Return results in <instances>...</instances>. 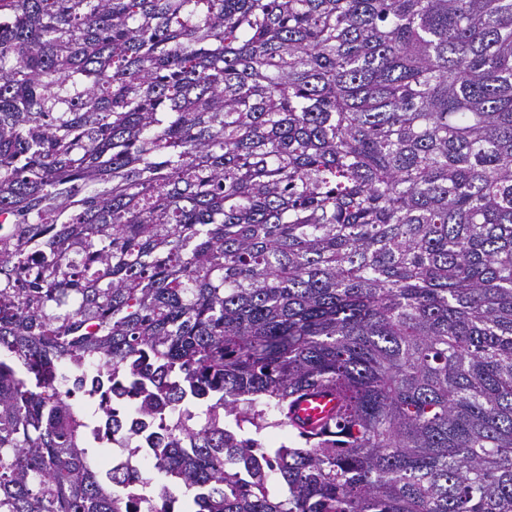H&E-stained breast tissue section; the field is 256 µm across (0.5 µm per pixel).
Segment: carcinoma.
Segmentation results:
<instances>
[{
  "instance_id": "cac0c4a2",
  "label": "carcinoma",
  "mask_w": 512,
  "mask_h": 512,
  "mask_svg": "<svg viewBox=\"0 0 512 512\" xmlns=\"http://www.w3.org/2000/svg\"><path fill=\"white\" fill-rule=\"evenodd\" d=\"M95 360L182 512H512V0H0V512H130ZM337 410L336 398L314 396L299 403L295 416L303 428L311 430L317 429L331 420Z\"/></svg>"
}]
</instances>
